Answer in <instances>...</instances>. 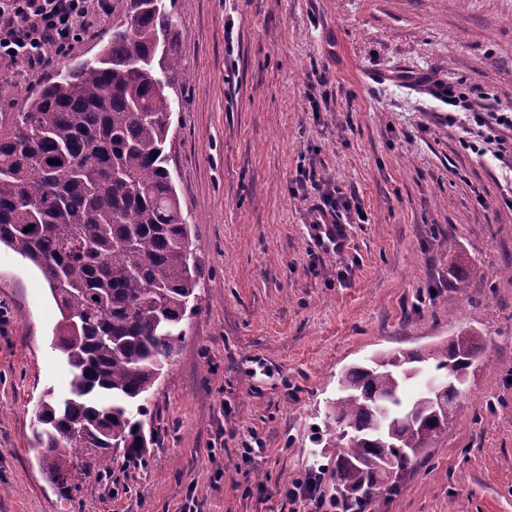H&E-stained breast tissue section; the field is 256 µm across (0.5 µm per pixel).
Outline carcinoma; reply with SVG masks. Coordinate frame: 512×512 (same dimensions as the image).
Here are the masks:
<instances>
[{"instance_id":"cac0c4a2","label":"carcinoma","mask_w":512,"mask_h":512,"mask_svg":"<svg viewBox=\"0 0 512 512\" xmlns=\"http://www.w3.org/2000/svg\"><path fill=\"white\" fill-rule=\"evenodd\" d=\"M180 27L165 0H112V35L93 58L62 69L0 123V245L32 262L62 316L53 338L71 368L69 397L41 401L33 439L39 464L66 495L63 467L88 457L109 479L112 457H141L148 394L182 341L197 300L194 252L165 150L185 74ZM29 232H24L27 227ZM99 300H94V297ZM480 338L463 332L429 353L386 354L338 378L332 419L337 500L362 506L396 488L448 414L421 411L412 432L375 429L373 397L393 396L422 364L466 377ZM393 460L382 480L375 460Z\"/></svg>"}]
</instances>
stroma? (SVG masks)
I'll return each instance as SVG.
<instances>
[{"instance_id":"35a3bbf8","label":"stroma","mask_w":512,"mask_h":512,"mask_svg":"<svg viewBox=\"0 0 512 512\" xmlns=\"http://www.w3.org/2000/svg\"><path fill=\"white\" fill-rule=\"evenodd\" d=\"M186 80L166 146L196 252L198 301L148 399L144 465L77 470L60 494L31 451L33 409L69 392L61 315L38 270L0 247V512H280L311 470L336 492L337 377L381 352L482 337L446 434L365 512H512V170L477 155L426 93L512 104V0H171ZM42 74L0 61V118ZM312 171L359 216L312 234ZM261 453L242 458L251 437Z\"/></svg>"}]
</instances>
